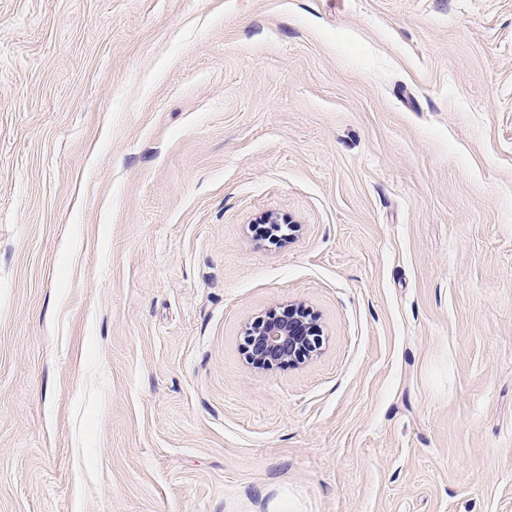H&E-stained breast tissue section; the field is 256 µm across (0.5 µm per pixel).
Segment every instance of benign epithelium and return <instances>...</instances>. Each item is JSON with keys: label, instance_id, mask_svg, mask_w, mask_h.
I'll list each match as a JSON object with an SVG mask.
<instances>
[{"label": "benign epithelium", "instance_id": "obj_1", "mask_svg": "<svg viewBox=\"0 0 512 512\" xmlns=\"http://www.w3.org/2000/svg\"><path fill=\"white\" fill-rule=\"evenodd\" d=\"M323 344L322 329L311 310L291 303L282 310H270L245 329L243 352L258 370L298 365L317 355Z\"/></svg>", "mask_w": 512, "mask_h": 512}]
</instances>
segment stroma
<instances>
[{
  "instance_id": "obj_1",
  "label": "stroma",
  "mask_w": 512,
  "mask_h": 512,
  "mask_svg": "<svg viewBox=\"0 0 512 512\" xmlns=\"http://www.w3.org/2000/svg\"><path fill=\"white\" fill-rule=\"evenodd\" d=\"M0 512H512V0H0ZM322 344V329L311 310L291 303L253 320L245 329L242 348L253 368L268 371L302 364L317 355Z\"/></svg>"
}]
</instances>
